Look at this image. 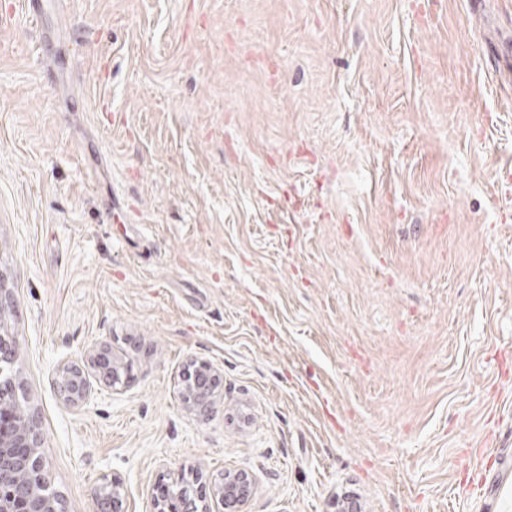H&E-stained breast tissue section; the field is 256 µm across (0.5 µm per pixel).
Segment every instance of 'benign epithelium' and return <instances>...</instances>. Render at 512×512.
Instances as JSON below:
<instances>
[{
    "instance_id": "obj_1",
    "label": "benign epithelium",
    "mask_w": 512,
    "mask_h": 512,
    "mask_svg": "<svg viewBox=\"0 0 512 512\" xmlns=\"http://www.w3.org/2000/svg\"><path fill=\"white\" fill-rule=\"evenodd\" d=\"M15 347L13 338L0 334V366L14 363ZM86 359L90 370L64 363L53 384L56 395L73 408H82L92 400L91 378L116 394L126 388L130 379L127 365L107 347L92 350ZM219 385L218 370L200 362L192 371L182 373L181 399L191 411L212 410ZM19 391L16 379L0 378V512H68L63 499L50 489L43 465L44 435L30 407L20 404ZM255 490L256 480L245 470H226L220 482L211 486L212 497L227 512H242ZM93 495L99 512H128L126 488L119 477L98 485ZM152 512H210V508L198 491L191 489L176 509L170 500V485L162 484L152 498Z\"/></svg>"
}]
</instances>
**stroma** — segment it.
<instances>
[{
  "instance_id": "stroma-1",
  "label": "stroma",
  "mask_w": 512,
  "mask_h": 512,
  "mask_svg": "<svg viewBox=\"0 0 512 512\" xmlns=\"http://www.w3.org/2000/svg\"><path fill=\"white\" fill-rule=\"evenodd\" d=\"M0 283L70 512H512V0H0ZM88 366L93 370L95 378L119 394L127 386L130 375L127 365L119 361L108 347L93 349L86 356ZM56 395L73 408L87 406L93 398L94 387L88 370L78 364H62L54 384ZM192 374V375H191ZM185 371L181 376V399L191 411L213 410L217 403V389L220 385L218 370L207 362H199L192 372ZM256 480L245 470H225L220 482L211 486L212 496L225 511L242 512L255 494ZM105 485L110 490L108 498H105L106 494L103 495ZM93 495L100 512H128L125 507L126 488L120 477L112 476V479L105 480L94 489Z\"/></svg>"
}]
</instances>
